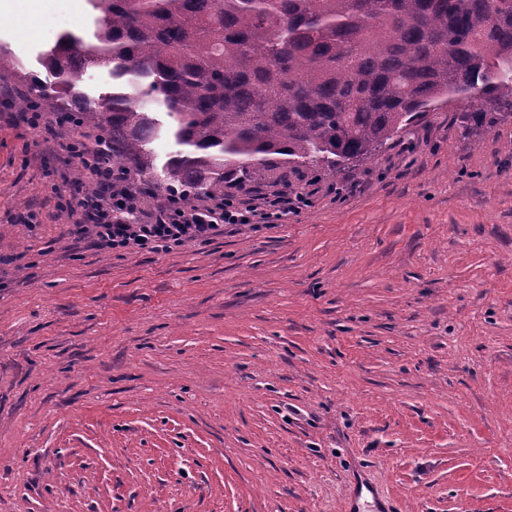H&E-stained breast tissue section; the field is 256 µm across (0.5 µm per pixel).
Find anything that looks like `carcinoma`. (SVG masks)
Masks as SVG:
<instances>
[{
    "label": "carcinoma",
    "instance_id": "obj_1",
    "mask_svg": "<svg viewBox=\"0 0 512 512\" xmlns=\"http://www.w3.org/2000/svg\"><path fill=\"white\" fill-rule=\"evenodd\" d=\"M93 41L60 35L46 84L0 50V71L68 122L98 128L103 160L186 201L221 196L273 155L337 176L448 99L477 126L512 108V0H88ZM112 91L88 99L84 73ZM158 98L179 149L162 166ZM79 88L90 99H96L99 94L112 89V78L106 69H91L84 76Z\"/></svg>",
    "mask_w": 512,
    "mask_h": 512
}]
</instances>
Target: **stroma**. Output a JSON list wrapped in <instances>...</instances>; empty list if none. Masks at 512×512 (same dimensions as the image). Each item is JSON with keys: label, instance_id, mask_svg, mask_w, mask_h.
I'll return each instance as SVG.
<instances>
[{"label": "stroma", "instance_id": "stroma-1", "mask_svg": "<svg viewBox=\"0 0 512 512\" xmlns=\"http://www.w3.org/2000/svg\"><path fill=\"white\" fill-rule=\"evenodd\" d=\"M68 14L0 48L49 80ZM0 85V512H512V115L441 104L335 179L272 156L244 188L319 187L288 223L107 253Z\"/></svg>", "mask_w": 512, "mask_h": 512}]
</instances>
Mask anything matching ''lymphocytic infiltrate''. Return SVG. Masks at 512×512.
<instances>
[{"instance_id": "1", "label": "lymphocytic infiltrate", "mask_w": 512, "mask_h": 512, "mask_svg": "<svg viewBox=\"0 0 512 512\" xmlns=\"http://www.w3.org/2000/svg\"><path fill=\"white\" fill-rule=\"evenodd\" d=\"M26 123L43 128L68 155L70 163L94 184V192L63 200L61 207L73 217L80 239L112 252L128 250L159 254L192 241L209 244L230 226L252 230L270 229L296 215L311 203L314 189L293 193L279 190H253L242 195L239 181L229 180L220 197L201 198L187 203L175 195L157 199L151 213H144L143 203L149 192L126 176L121 169L90 167L88 152L93 142L76 148L74 140L62 139L51 120L38 110L25 113Z\"/></svg>"}]
</instances>
